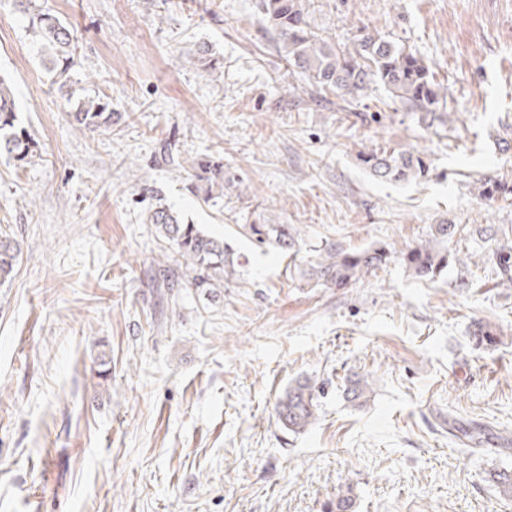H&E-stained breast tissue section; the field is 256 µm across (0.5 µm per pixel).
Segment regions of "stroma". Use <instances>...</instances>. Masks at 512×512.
<instances>
[{
    "label": "stroma",
    "instance_id": "35a3bbf8",
    "mask_svg": "<svg viewBox=\"0 0 512 512\" xmlns=\"http://www.w3.org/2000/svg\"><path fill=\"white\" fill-rule=\"evenodd\" d=\"M77 38L66 91L12 0H0V78L37 147L0 157V233L19 263L0 287V512H512V0H304L340 47L371 33L415 50L447 89L428 123L370 81L342 109L289 74L258 0H36ZM207 45L223 75L203 78ZM120 118L90 133L73 100ZM422 154L426 177L377 179L358 154ZM224 163L205 197L192 161ZM161 196L240 256L218 299L166 288L177 254L145 217ZM466 227L479 265L435 280L400 263L343 289L305 277L320 249H395ZM240 224H293L296 256ZM499 340L476 342L483 325ZM107 377H100V369ZM371 373L363 407L343 388ZM322 387L317 424L288 433L276 403ZM498 286L512 288V247L501 246L495 253Z\"/></svg>",
    "mask_w": 512,
    "mask_h": 512
}]
</instances>
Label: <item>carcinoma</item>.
<instances>
[{
  "mask_svg": "<svg viewBox=\"0 0 512 512\" xmlns=\"http://www.w3.org/2000/svg\"><path fill=\"white\" fill-rule=\"evenodd\" d=\"M16 9L27 19L29 29L40 44L42 61L46 68L60 78L67 77L74 63L76 36L57 16L34 9L33 0H13ZM263 20L277 34L278 51L291 67L315 90H331L342 99H356L367 88L368 82L381 83L394 98L412 112H419L431 120L453 123L454 114L438 111L445 88L424 60L410 49L364 34L351 49H341L319 37L306 21L301 0H260ZM202 71L211 76L219 70V61L206 45L197 49ZM70 122L84 130L109 129L118 115L109 109L103 99H89L77 103L69 111ZM32 153V141L19 127L15 100L10 87L0 81V155L16 162L25 161ZM359 160L377 178L405 181L423 177L429 172L426 160L409 151L383 149L360 153ZM193 168L201 171L199 180L207 183L205 197H210L213 186L224 187V165L211 160H200ZM479 194L486 199L512 195V185L495 179L480 183ZM148 223L155 226L157 237L183 260L186 282L200 294L214 299L224 290V280L239 266L238 255L224 243V239L206 232L197 224H188L170 207L156 202L149 208ZM236 233L259 248L273 247L287 252L297 242L298 230L293 224H240ZM459 233L457 224H435L431 238L399 251L386 246H370L349 250L330 245L318 254L307 274L326 288H344L359 276L379 269L392 260L401 262L414 276L434 279L448 269L450 262H463L458 253L448 250V242ZM18 244L8 235H0V284L12 279L19 261ZM497 285L512 288V247L501 246L495 253ZM365 374L351 381L345 399L354 406L368 402L372 391ZM319 393L309 379L298 380L288 386L278 402L276 413L288 432L301 434L318 420ZM497 492L512 498V475L493 474ZM352 488L336 497L330 512H355Z\"/></svg>",
  "mask_w": 512,
  "mask_h": 512,
  "instance_id": "cac0c4a2",
  "label": "carcinoma"
}]
</instances>
